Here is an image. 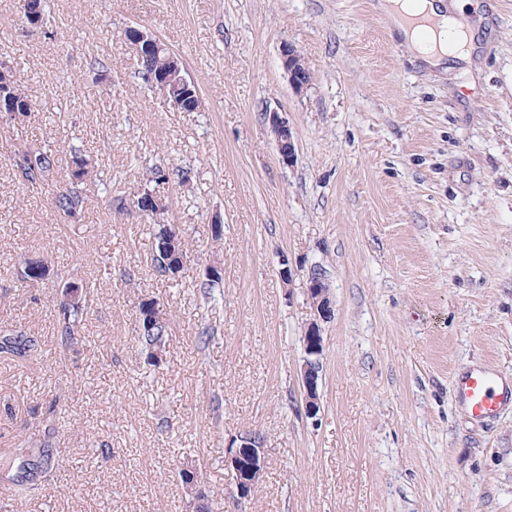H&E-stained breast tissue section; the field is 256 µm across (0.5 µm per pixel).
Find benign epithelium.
Masks as SVG:
<instances>
[{"label":"benign epithelium","mask_w":512,"mask_h":512,"mask_svg":"<svg viewBox=\"0 0 512 512\" xmlns=\"http://www.w3.org/2000/svg\"><path fill=\"white\" fill-rule=\"evenodd\" d=\"M21 10L28 24L40 26L44 22L42 0H21ZM126 40L133 54L142 57L147 52L159 54L166 51L164 68L154 79L157 92L163 97H171V105L178 107L180 103H200L201 97L197 85L184 74L181 59L165 46L141 29L132 28L126 35ZM283 67L287 72L292 88L302 92L310 84V75L296 50L286 45L282 50ZM16 79L13 68L4 63L0 65V112L8 117H20V113L11 112L10 87ZM266 119L275 135L277 150L282 163L290 165L295 157V142L288 121L277 111L266 113ZM307 291L316 309L319 320H325L331 315V300L329 283L322 270L312 269L307 278ZM306 358L301 368V383L303 389L304 413L314 419L320 412V397L318 380L320 372V356L322 354L321 328L318 320L309 323L303 337ZM224 465L232 469L235 475L236 495L240 500L249 499L255 492L259 478L264 468V456L261 442H252V435L244 434L229 444L225 449ZM184 485L192 494L194 505L205 502V496L198 489V476L193 468L181 471Z\"/></svg>","instance_id":"1"}]
</instances>
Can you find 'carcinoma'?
<instances>
[{
    "label": "carcinoma",
    "instance_id": "carcinoma-1",
    "mask_svg": "<svg viewBox=\"0 0 512 512\" xmlns=\"http://www.w3.org/2000/svg\"><path fill=\"white\" fill-rule=\"evenodd\" d=\"M138 74L143 82L151 84L150 75L159 71V59L154 55L137 61ZM59 157L50 147H28L17 153L14 158V167L19 177L28 183L49 181L56 172ZM89 160L84 151L78 146L70 147L68 151L67 167L70 168V181L65 187L57 190L54 197L56 209L64 215H72L84 203L81 185L84 184V175L89 173ZM174 231H180V225L159 223L153 232V268L166 276H176L183 268L178 264L169 269L164 262L163 248L167 237ZM88 284L81 285L84 293L69 304V309L63 311L59 319L57 333L59 342L67 347L74 344L83 322V315L88 313L93 299L88 297L86 290ZM159 302L154 298H143L138 303L139 315H150L154 318L150 328L138 330L136 340L142 350L146 352L149 364L155 366L153 351L166 348L170 333V321L161 316L157 308ZM39 343L36 338L27 336L20 331H6L0 335V353H6L19 358H26L38 352ZM8 470V479L18 498L41 489L54 480V471L57 469L54 450L49 445L41 448H16L7 457L0 458V469Z\"/></svg>",
    "mask_w": 512,
    "mask_h": 512
}]
</instances>
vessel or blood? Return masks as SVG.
Returning a JSON list of instances; mask_svg holds the SVG:
<instances>
[{
    "mask_svg": "<svg viewBox=\"0 0 512 512\" xmlns=\"http://www.w3.org/2000/svg\"><path fill=\"white\" fill-rule=\"evenodd\" d=\"M457 405L478 420H488L512 408V381L489 365L460 370L453 381Z\"/></svg>",
    "mask_w": 512,
    "mask_h": 512,
    "instance_id": "b4317fda",
    "label": "vessel or blood"
}]
</instances>
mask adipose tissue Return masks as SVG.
Segmentation results:
<instances>
[{
  "label": "adipose tissue",
  "mask_w": 512,
  "mask_h": 512,
  "mask_svg": "<svg viewBox=\"0 0 512 512\" xmlns=\"http://www.w3.org/2000/svg\"><path fill=\"white\" fill-rule=\"evenodd\" d=\"M469 0H385L382 9L416 59L434 68L446 63L471 64V50L458 41Z\"/></svg>",
  "instance_id": "adipose-tissue-1"
}]
</instances>
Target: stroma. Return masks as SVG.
<instances>
[{"label":"stroma","instance_id":"stroma-1","mask_svg":"<svg viewBox=\"0 0 512 512\" xmlns=\"http://www.w3.org/2000/svg\"><path fill=\"white\" fill-rule=\"evenodd\" d=\"M472 2L481 48L468 72L442 73L376 0H50L39 28L0 0V61L32 100L24 121L0 118V330L44 344L36 359L0 354V455L48 441L58 460L57 480L22 499L1 477L0 512H190L186 467L211 512H512V410L479 423L453 399L463 367L512 376V0ZM131 26L183 60L200 111L142 83ZM288 43L312 77L300 94ZM273 110L294 134L289 166ZM24 143L87 151L75 215L54 205L67 169L19 179ZM158 165L190 179L154 185ZM147 188L188 250L172 279L153 271V221L133 205ZM21 257L48 275L22 283ZM313 267L332 311L311 419ZM64 271L97 304L63 351ZM144 295L172 318L157 367L134 339ZM246 433L265 467L240 505L224 450ZM266 119L275 135L277 150L283 164L290 165L295 157V142L288 121L277 111L266 113ZM321 328L317 319L309 323L303 337L306 358L301 368V383L303 389L304 413L314 419L320 412V397L318 380L320 372V356L322 354Z\"/></svg>","mask_w":512,"mask_h":512}]
</instances>
